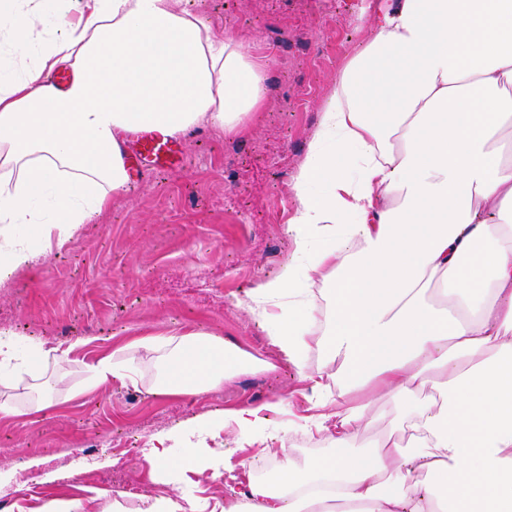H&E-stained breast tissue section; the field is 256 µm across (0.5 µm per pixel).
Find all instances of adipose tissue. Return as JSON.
<instances>
[{
  "instance_id": "obj_1",
  "label": "adipose tissue",
  "mask_w": 512,
  "mask_h": 512,
  "mask_svg": "<svg viewBox=\"0 0 512 512\" xmlns=\"http://www.w3.org/2000/svg\"><path fill=\"white\" fill-rule=\"evenodd\" d=\"M360 28L291 185V257L242 306L308 382L306 429L338 452L287 451L256 478L212 447L223 431L284 443L269 416L286 393L179 423L148 463L250 473L227 512H512V0H396ZM0 29L28 57L16 69L0 55V285L36 265L33 239L66 243L128 191L122 133L237 134L264 100L241 37L189 0H0ZM143 345L160 395L218 389L252 363L198 330ZM29 356L45 368L67 353L0 327L1 385ZM382 394L409 441L350 454Z\"/></svg>"
}]
</instances>
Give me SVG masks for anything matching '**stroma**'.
Wrapping results in <instances>:
<instances>
[{"mask_svg": "<svg viewBox=\"0 0 512 512\" xmlns=\"http://www.w3.org/2000/svg\"><path fill=\"white\" fill-rule=\"evenodd\" d=\"M219 31L243 36L268 90L247 133L200 127L180 136L183 163L170 172L137 165L132 186L112 197L98 223L0 286V327L67 349L60 371L42 381L55 392L30 409V376L16 390L19 411L0 417V467L14 469L0 487V512H29L54 499H83L104 512L129 486L152 497L181 488L209 512H221L227 485L212 471L151 473L152 436L186 420L260 406L282 393L290 411L273 427L309 416L307 383L286 362L241 303L275 276L293 250L286 225L295 207L292 179L304 161L320 106L358 50L363 15L357 0H195ZM203 330L268 361L214 391L165 396L151 391L155 357L141 340ZM120 352L134 380L97 384L90 368ZM405 440L399 409L382 398L360 424L354 451L385 435Z\"/></svg>", "mask_w": 512, "mask_h": 512, "instance_id": "1", "label": "stroma"}]
</instances>
